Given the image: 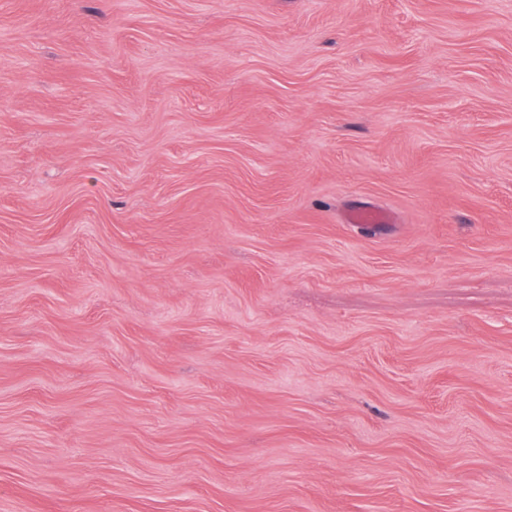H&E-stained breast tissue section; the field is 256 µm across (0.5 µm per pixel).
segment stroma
Listing matches in <instances>:
<instances>
[{"label": "stroma", "mask_w": 512, "mask_h": 512, "mask_svg": "<svg viewBox=\"0 0 512 512\" xmlns=\"http://www.w3.org/2000/svg\"><path fill=\"white\" fill-rule=\"evenodd\" d=\"M0 512H512V0H0Z\"/></svg>", "instance_id": "obj_1"}]
</instances>
